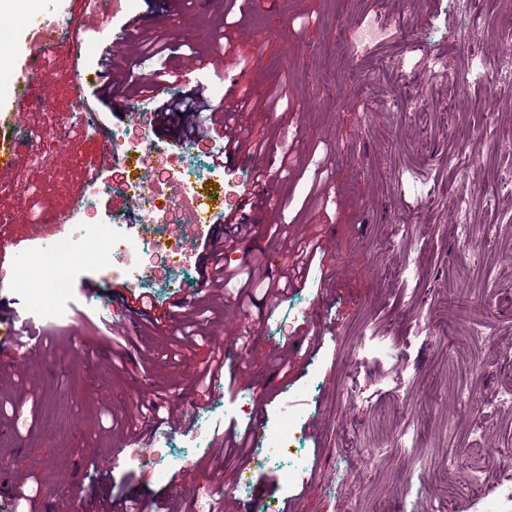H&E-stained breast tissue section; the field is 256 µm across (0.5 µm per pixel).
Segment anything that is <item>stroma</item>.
Listing matches in <instances>:
<instances>
[{"label": "stroma", "instance_id": "1", "mask_svg": "<svg viewBox=\"0 0 512 512\" xmlns=\"http://www.w3.org/2000/svg\"><path fill=\"white\" fill-rule=\"evenodd\" d=\"M138 16L143 36L181 32L155 64L202 53L238 60L234 69L193 70L192 85L214 89V104L227 108L250 95L237 122L267 151L297 158L287 176L268 169L271 192L254 197L253 163L214 165L221 137L175 145L214 222L246 210L250 230L226 250L225 265L260 263L275 275L291 240L325 246L304 285L284 296L242 306L231 284L203 296L189 343L179 322L138 321L118 304L104 313L102 295L84 285L113 274L77 265L68 328H50L52 312L40 315L39 354L0 379V492L39 488L22 512H95L104 495L138 498L142 512L174 500L198 512L181 484L191 473L219 486L214 512H448L449 493L468 492L479 447L489 454L486 483L497 481L512 466V408L498 401L512 386V192L502 190L512 181V84L488 70L460 91L429 79L428 64L439 55L462 71L493 59L512 19L490 0L464 9L458 0H245L239 11L231 0H184L174 16L163 0H134L82 56L46 59L52 105L30 115L45 159H18L0 176V241L13 244L0 260V308L26 312L15 288L20 260L72 247L74 228L59 218L88 187L97 220L140 224L122 204L119 170H103L93 185L86 173L135 100L106 103L94 84L77 94L70 83L74 69L98 73ZM462 26L464 47L452 37ZM272 90L287 109L264 107ZM461 154L475 160L464 172L455 165ZM463 194L472 199L464 224L454 208ZM487 196L495 206H485ZM489 225L497 228L490 236ZM208 274L196 261L139 290L166 308L200 293ZM477 323L491 341L470 336ZM217 337L235 380L206 396L197 372ZM281 355L289 373L273 363ZM160 387L192 418L158 429L161 454L130 460L129 438L145 432L139 405ZM466 387L476 395L468 405L459 398ZM285 413L288 445L268 450L266 434ZM252 428L248 454L218 462L224 438ZM403 431L411 440L395 445ZM92 456L108 471L104 485L85 468Z\"/></svg>", "mask_w": 512, "mask_h": 512}]
</instances>
